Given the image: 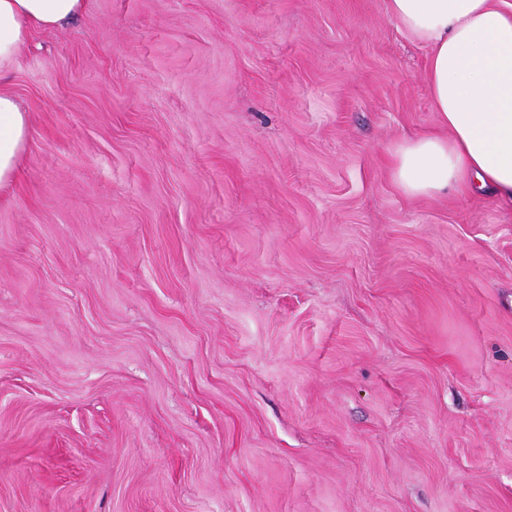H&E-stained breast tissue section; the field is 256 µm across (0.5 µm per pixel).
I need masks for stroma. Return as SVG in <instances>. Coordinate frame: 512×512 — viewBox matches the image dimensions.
Segmentation results:
<instances>
[{
    "label": "stroma",
    "instance_id": "35a3bbf8",
    "mask_svg": "<svg viewBox=\"0 0 512 512\" xmlns=\"http://www.w3.org/2000/svg\"><path fill=\"white\" fill-rule=\"evenodd\" d=\"M388 0H88L0 85V512H512V209ZM28 112L8 90L0 88V191L12 183L26 148Z\"/></svg>",
    "mask_w": 512,
    "mask_h": 512
}]
</instances>
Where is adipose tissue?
I'll return each mask as SVG.
<instances>
[{
  "label": "adipose tissue",
  "instance_id": "ef3b65f1",
  "mask_svg": "<svg viewBox=\"0 0 512 512\" xmlns=\"http://www.w3.org/2000/svg\"><path fill=\"white\" fill-rule=\"evenodd\" d=\"M87 0H0V73L33 31L57 29ZM397 26L428 51L426 79L446 135L397 141L390 176L405 196L490 193L512 208V0H388ZM29 116L0 88V190L26 148Z\"/></svg>",
  "mask_w": 512,
  "mask_h": 512
}]
</instances>
